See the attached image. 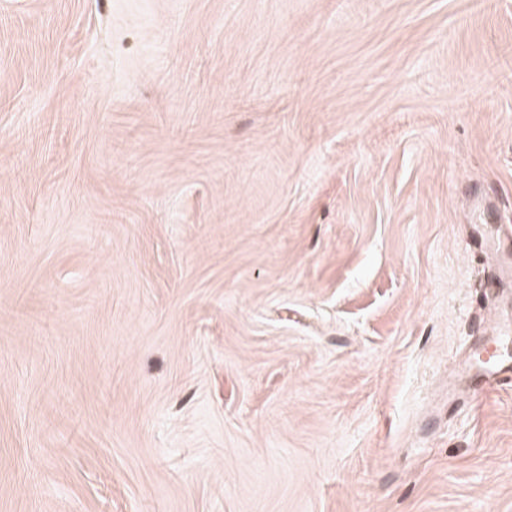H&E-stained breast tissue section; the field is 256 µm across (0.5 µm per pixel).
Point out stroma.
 I'll use <instances>...</instances> for the list:
<instances>
[{"label": "stroma", "mask_w": 512, "mask_h": 512, "mask_svg": "<svg viewBox=\"0 0 512 512\" xmlns=\"http://www.w3.org/2000/svg\"><path fill=\"white\" fill-rule=\"evenodd\" d=\"M484 234L512 0H0V512H512Z\"/></svg>", "instance_id": "obj_1"}]
</instances>
